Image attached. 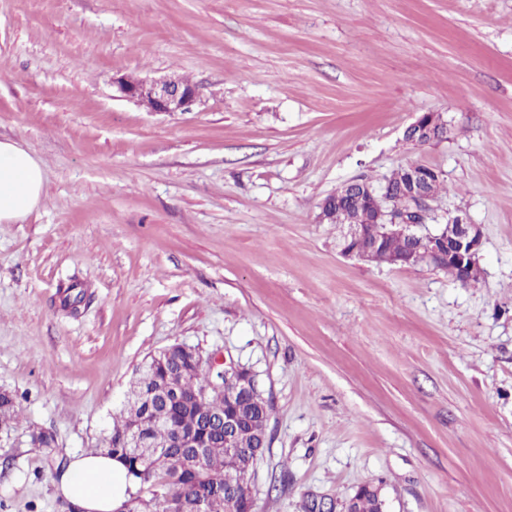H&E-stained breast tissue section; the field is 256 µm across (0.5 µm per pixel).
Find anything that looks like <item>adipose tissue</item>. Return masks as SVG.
I'll return each instance as SVG.
<instances>
[{"label": "adipose tissue", "mask_w": 512, "mask_h": 512, "mask_svg": "<svg viewBox=\"0 0 512 512\" xmlns=\"http://www.w3.org/2000/svg\"><path fill=\"white\" fill-rule=\"evenodd\" d=\"M44 174L26 149L0 140V223L11 224L30 214L40 203ZM132 485L122 462L106 454L76 456L60 479L64 497L85 512H115Z\"/></svg>", "instance_id": "obj_1"}]
</instances>
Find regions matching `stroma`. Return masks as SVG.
<instances>
[{
  "instance_id": "1",
  "label": "stroma",
  "mask_w": 512,
  "mask_h": 512,
  "mask_svg": "<svg viewBox=\"0 0 512 512\" xmlns=\"http://www.w3.org/2000/svg\"><path fill=\"white\" fill-rule=\"evenodd\" d=\"M176 74L189 112L113 77ZM445 139L404 138L418 117ZM0 139L44 172L0 224V512H57L149 356L251 371L271 410L255 512H512V0H0ZM440 170L480 279L342 254L343 182ZM52 447L33 448L31 432ZM159 80L137 79L127 76L113 77L112 84L117 87L120 97L133 101L148 112L173 113L188 112L200 100L201 90L182 76ZM181 82V83H180ZM18 402L14 394L0 392V432L8 434L17 423Z\"/></svg>"
}]
</instances>
